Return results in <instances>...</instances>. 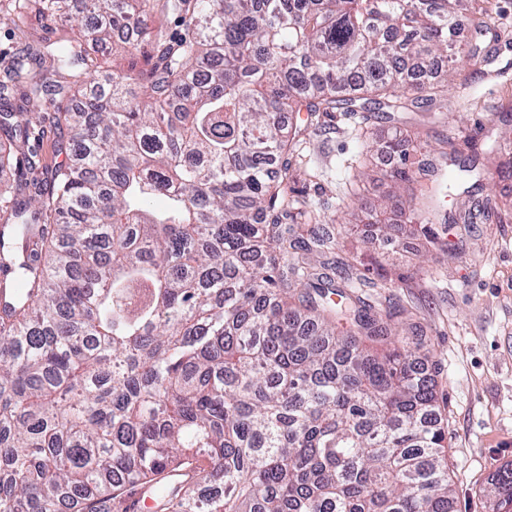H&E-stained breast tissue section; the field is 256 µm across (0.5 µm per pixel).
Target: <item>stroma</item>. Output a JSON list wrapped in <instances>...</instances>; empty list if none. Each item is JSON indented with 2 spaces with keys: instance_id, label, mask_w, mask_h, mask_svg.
<instances>
[{
  "instance_id": "obj_1",
  "label": "stroma",
  "mask_w": 512,
  "mask_h": 512,
  "mask_svg": "<svg viewBox=\"0 0 512 512\" xmlns=\"http://www.w3.org/2000/svg\"><path fill=\"white\" fill-rule=\"evenodd\" d=\"M477 7L486 35L466 24L458 40L479 43L484 55L458 63L439 121L421 110L368 122L338 112L324 118L325 132L306 126L303 158L290 170L296 195L336 218L330 254H311L312 264L331 255L351 259L348 273L363 280L369 304L395 306L400 322L423 328L416 356L434 369L446 400L453 512H499L490 485L512 464V177L495 172L512 156V0H478ZM68 29L65 20L33 13L20 30L2 21L0 55ZM106 50L102 84L151 67L121 40ZM394 136L411 143L410 167L437 159L452 141L472 151L474 172L439 203V242L396 193L389 176L395 160L367 149ZM384 224L392 227L389 237L367 231Z\"/></svg>"
}]
</instances>
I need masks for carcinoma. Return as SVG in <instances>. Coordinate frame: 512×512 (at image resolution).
<instances>
[{"label":"carcinoma","mask_w":512,"mask_h":512,"mask_svg":"<svg viewBox=\"0 0 512 512\" xmlns=\"http://www.w3.org/2000/svg\"><path fill=\"white\" fill-rule=\"evenodd\" d=\"M68 0H7L14 26ZM470 0H88L65 39L11 55L0 81V512H99L167 468L165 512H452L434 379L393 312L316 272L291 196L317 118L448 92ZM179 14L184 36L152 30ZM118 28L153 60L143 92L87 52ZM39 107L23 116L13 92ZM69 157L46 171L44 125ZM466 161L398 168L428 223ZM269 215L267 225L257 215ZM494 488L512 512V468Z\"/></svg>","instance_id":"carcinoma-1"}]
</instances>
